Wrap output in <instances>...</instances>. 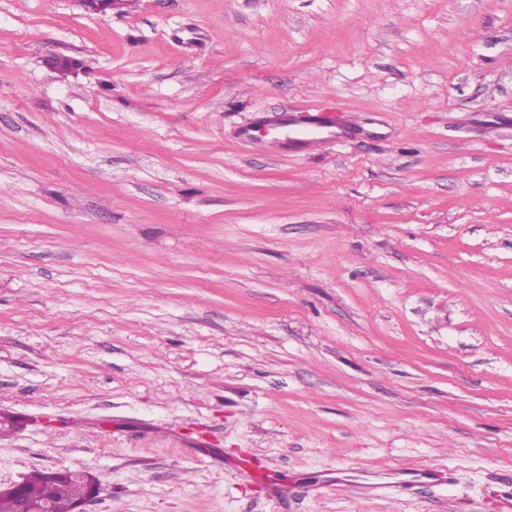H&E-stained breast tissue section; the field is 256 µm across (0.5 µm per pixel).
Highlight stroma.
Returning a JSON list of instances; mask_svg holds the SVG:
<instances>
[{
	"label": "stroma",
	"mask_w": 512,
	"mask_h": 512,
	"mask_svg": "<svg viewBox=\"0 0 512 512\" xmlns=\"http://www.w3.org/2000/svg\"><path fill=\"white\" fill-rule=\"evenodd\" d=\"M0 414L86 512H512V0H0ZM86 478L90 483L87 495L81 499L86 492V485L83 481L69 478L62 487L56 491L52 496V504L50 512H85L83 506L95 499L100 493V486L96 478L85 471Z\"/></svg>",
	"instance_id": "stroma-1"
}]
</instances>
